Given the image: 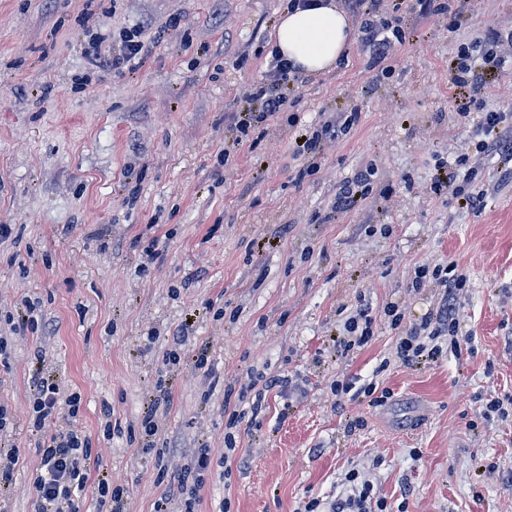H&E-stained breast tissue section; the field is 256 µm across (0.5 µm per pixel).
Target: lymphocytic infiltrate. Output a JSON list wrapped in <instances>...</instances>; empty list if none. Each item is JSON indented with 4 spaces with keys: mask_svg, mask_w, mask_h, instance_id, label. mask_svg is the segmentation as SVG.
Returning <instances> with one entry per match:
<instances>
[{
    "mask_svg": "<svg viewBox=\"0 0 512 512\" xmlns=\"http://www.w3.org/2000/svg\"><path fill=\"white\" fill-rule=\"evenodd\" d=\"M344 6L357 21L356 35L359 48L367 53L374 64L388 60L402 40L399 17H386L385 0H343ZM501 59L493 51H486L482 61H475L469 48H462L456 61L451 62L450 84L452 89H477L483 85L485 68H499ZM300 76L279 55H272L264 79L251 85L245 101L246 108L233 113L231 131L235 144L248 140L259 124L271 120L282 112L299 84ZM357 120L353 112H327L316 127L304 128L293 142L296 154L318 153L321 143L340 140ZM508 120L501 112L483 113L479 126L483 138L477 147L482 152L498 155L503 164L512 163V133L504 131ZM419 278L430 277L443 286L444 291L436 307L421 317L418 324L406 331L396 346V356L401 363L413 364L421 360L438 358L443 350L440 337H448L451 350L461 347L460 319L457 292L465 282L460 275L449 273L447 268L419 270ZM29 400L34 413L33 427L40 434L42 466L33 479L34 512H81V494L85 489L91 459L90 440L77 425L81 396L67 394L55 383L44 379L34 380ZM64 418L68 425L49 430L47 422ZM211 470L207 448H200L184 468L176 486L161 496L154 504V512H171L172 503H180L181 512H195L199 492L205 476ZM351 487L350 494L322 505L311 499L305 512H389L386 500L376 497L369 483L359 481L356 473L345 476Z\"/></svg>",
    "mask_w": 512,
    "mask_h": 512,
    "instance_id": "lymphocytic-infiltrate-1",
    "label": "lymphocytic infiltrate"
}]
</instances>
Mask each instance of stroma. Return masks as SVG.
<instances>
[{"label": "stroma", "mask_w": 512, "mask_h": 512, "mask_svg": "<svg viewBox=\"0 0 512 512\" xmlns=\"http://www.w3.org/2000/svg\"><path fill=\"white\" fill-rule=\"evenodd\" d=\"M288 0H0V327L19 303L39 301L46 327L14 336L0 356V402L18 450L0 483V512H31L41 465L29 385L42 375L81 395L79 428L91 440L82 503L95 512L98 481L127 491L126 512H153L197 444L212 472L198 512H304L358 472L405 512H512V181L479 152L484 112L512 114V46L475 95L470 113L449 89L461 47L512 32V0H447L405 32L391 60L371 66L357 45L305 76L287 108L225 151L226 118L265 75ZM179 26H170L171 18ZM140 29L143 59L113 71L91 63ZM356 112L324 144L313 175L290 147L296 128L324 112ZM228 162H220V154ZM466 159L483 191L462 206L454 186L434 190L439 166ZM375 174L365 200L336 211L341 184ZM153 245L151 260L144 245ZM456 264L467 277L460 352L405 365L386 308L415 323L434 308L422 265ZM372 306V341L340 355L349 310ZM194 334L169 361L170 330ZM208 352L214 376L195 359ZM296 375L239 424L228 451L224 392L253 397L259 377ZM358 378L388 392L381 405L337 397ZM171 392L153 439L141 419L157 383ZM502 402L503 412H487ZM116 422L105 434L106 420ZM177 439L159 456L153 444ZM233 456L225 469V456Z\"/></svg>", "instance_id": "obj_1"}]
</instances>
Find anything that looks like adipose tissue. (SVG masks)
<instances>
[{
  "label": "adipose tissue",
  "instance_id": "1",
  "mask_svg": "<svg viewBox=\"0 0 512 512\" xmlns=\"http://www.w3.org/2000/svg\"><path fill=\"white\" fill-rule=\"evenodd\" d=\"M352 41V27L337 0H317L315 6L285 11L273 48L295 69L320 73L342 57Z\"/></svg>",
  "mask_w": 512,
  "mask_h": 512
}]
</instances>
